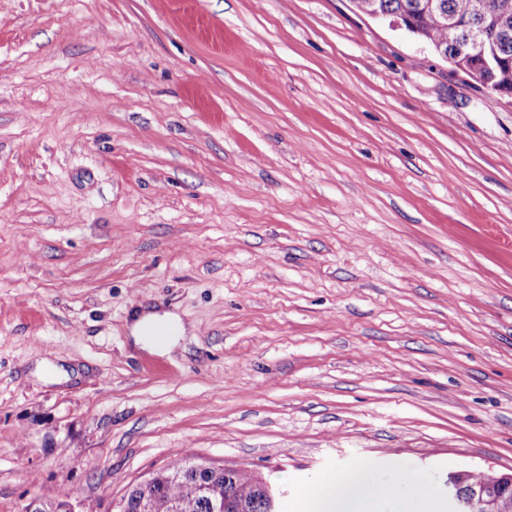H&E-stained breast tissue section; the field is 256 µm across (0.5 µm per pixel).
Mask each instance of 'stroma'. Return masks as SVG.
Returning a JSON list of instances; mask_svg holds the SVG:
<instances>
[{"instance_id":"stroma-1","label":"stroma","mask_w":512,"mask_h":512,"mask_svg":"<svg viewBox=\"0 0 512 512\" xmlns=\"http://www.w3.org/2000/svg\"><path fill=\"white\" fill-rule=\"evenodd\" d=\"M188 454L512 473V99L351 0H0V512ZM160 323L171 324L172 334L170 336L166 338L157 337L167 335L168 329L166 326L158 327L157 336H153L155 326ZM129 331L135 345L152 352L165 353L179 344L186 330L178 316L169 312L159 313L156 310L144 309L133 315Z\"/></svg>"}]
</instances>
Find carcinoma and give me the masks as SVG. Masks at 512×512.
<instances>
[{
  "label": "carcinoma",
  "instance_id": "1",
  "mask_svg": "<svg viewBox=\"0 0 512 512\" xmlns=\"http://www.w3.org/2000/svg\"><path fill=\"white\" fill-rule=\"evenodd\" d=\"M352 3L364 15L375 10L392 16L408 15L419 37L448 53L456 50L462 36V29L448 25V17L456 16L463 21L479 16L476 0H352ZM491 8L507 27V32L495 35V47L503 63L512 64V0H491ZM191 461L192 457L187 455L168 463L169 468L181 471L182 477L153 492L155 512H209L199 490L210 478L188 470ZM257 483L258 475L253 472L230 478V487L236 496L256 503L252 512H266ZM171 503L177 504L176 510L169 508Z\"/></svg>",
  "mask_w": 512,
  "mask_h": 512
}]
</instances>
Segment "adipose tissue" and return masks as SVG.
<instances>
[{
	"label": "adipose tissue",
	"instance_id": "adipose-tissue-1",
	"mask_svg": "<svg viewBox=\"0 0 512 512\" xmlns=\"http://www.w3.org/2000/svg\"><path fill=\"white\" fill-rule=\"evenodd\" d=\"M161 323L170 324V336H154L155 326ZM129 331L135 345L165 353L178 345L185 327L172 313L144 309L133 315ZM288 512H437V505L429 493L404 495L401 483L377 480L360 464L349 471L326 474L307 486L291 501Z\"/></svg>",
	"mask_w": 512,
	"mask_h": 512
}]
</instances>
